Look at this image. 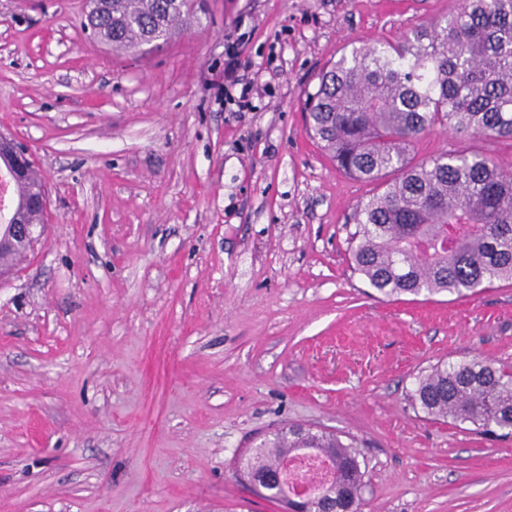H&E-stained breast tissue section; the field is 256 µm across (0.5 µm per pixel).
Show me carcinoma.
Returning <instances> with one entry per match:
<instances>
[{"label":"carcinoma","mask_w":512,"mask_h":512,"mask_svg":"<svg viewBox=\"0 0 512 512\" xmlns=\"http://www.w3.org/2000/svg\"><path fill=\"white\" fill-rule=\"evenodd\" d=\"M194 0H88L85 28L117 50L173 38ZM312 139L343 174L376 184L355 209L350 261L386 298L475 294L512 280V170L477 151L414 162L434 128L473 139L512 141V0H460L459 9L415 26L395 42H362L343 53L306 94ZM16 169L13 224H42L46 204L32 161L0 148ZM433 420L477 434L512 437V365L484 358L439 361L409 395ZM303 448L329 463L321 512H361L366 463L358 442L300 424L265 438L240 477L284 502L278 476Z\"/></svg>","instance_id":"cac0c4a2"}]
</instances>
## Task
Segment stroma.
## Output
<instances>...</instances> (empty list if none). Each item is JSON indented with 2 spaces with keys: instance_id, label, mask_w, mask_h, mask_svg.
<instances>
[{
  "instance_id": "35a3bbf8",
  "label": "stroma",
  "mask_w": 512,
  "mask_h": 512,
  "mask_svg": "<svg viewBox=\"0 0 512 512\" xmlns=\"http://www.w3.org/2000/svg\"><path fill=\"white\" fill-rule=\"evenodd\" d=\"M168 44L90 37L86 0H0V133L46 186L0 280V512H282L235 475L302 423L360 442L363 512H512V438L425 419L420 370L512 364V282L388 300L353 270L341 174L301 106L351 43L458 0H197ZM239 50L249 106L224 84ZM512 141L435 131L413 156Z\"/></svg>"
}]
</instances>
